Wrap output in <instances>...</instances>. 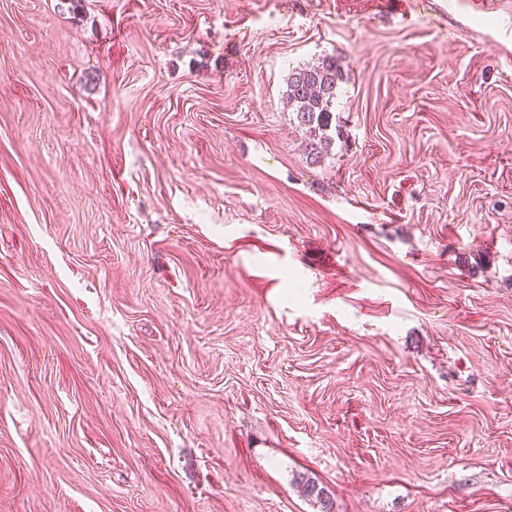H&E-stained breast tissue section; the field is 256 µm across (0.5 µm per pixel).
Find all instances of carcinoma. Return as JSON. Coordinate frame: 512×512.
<instances>
[{
	"label": "carcinoma",
	"instance_id": "obj_1",
	"mask_svg": "<svg viewBox=\"0 0 512 512\" xmlns=\"http://www.w3.org/2000/svg\"><path fill=\"white\" fill-rule=\"evenodd\" d=\"M341 65L333 55H325L317 63L293 72L288 79L287 100L299 127L306 129V159L317 165L328 155L333 137L329 134L336 102V90L342 80ZM299 485L309 498L324 505L325 489L306 479Z\"/></svg>",
	"mask_w": 512,
	"mask_h": 512
}]
</instances>
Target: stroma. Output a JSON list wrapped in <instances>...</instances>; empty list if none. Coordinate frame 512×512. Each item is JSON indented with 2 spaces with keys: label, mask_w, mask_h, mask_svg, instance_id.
I'll return each instance as SVG.
<instances>
[{
  "label": "stroma",
  "mask_w": 512,
  "mask_h": 512,
  "mask_svg": "<svg viewBox=\"0 0 512 512\" xmlns=\"http://www.w3.org/2000/svg\"><path fill=\"white\" fill-rule=\"evenodd\" d=\"M303 477L512 512V0H0V512ZM341 65L335 56L326 55L315 64L299 68L288 79L287 100L299 127L309 134L305 146L310 164H320L328 155L333 137L329 134L342 80Z\"/></svg>",
  "instance_id": "35a3bbf8"
}]
</instances>
